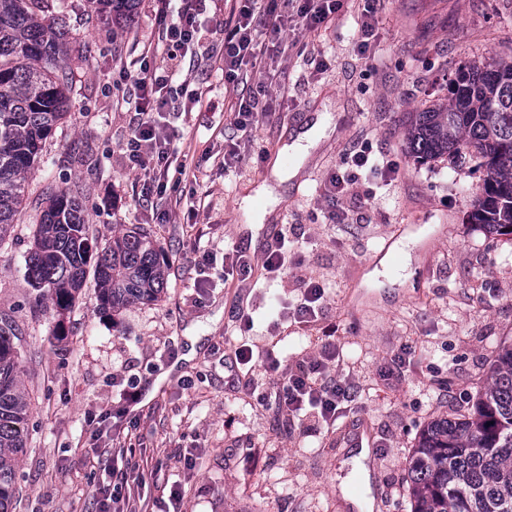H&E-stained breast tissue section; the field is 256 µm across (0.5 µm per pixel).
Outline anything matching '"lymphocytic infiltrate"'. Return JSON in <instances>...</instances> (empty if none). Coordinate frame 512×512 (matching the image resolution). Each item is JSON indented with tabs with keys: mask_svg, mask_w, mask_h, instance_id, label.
I'll return each instance as SVG.
<instances>
[{
	"mask_svg": "<svg viewBox=\"0 0 512 512\" xmlns=\"http://www.w3.org/2000/svg\"><path fill=\"white\" fill-rule=\"evenodd\" d=\"M207 0H181L176 15L158 8L163 42L169 48L167 66L142 61L136 84L135 110L140 119L127 141L130 159L139 166L164 160L170 148L160 134L161 118L168 105L169 84L186 54L196 52L209 30L200 20ZM344 0H238L224 27V81H238L243 67L261 70L268 51L280 48L291 17L301 18L306 30L325 26ZM343 358L335 341L322 344L311 357L296 360L267 395L279 412L296 420L300 431L317 436L335 422L351 402L357 387L342 373Z\"/></svg>",
	"mask_w": 512,
	"mask_h": 512,
	"instance_id": "obj_1",
	"label": "lymphocytic infiltrate"
}]
</instances>
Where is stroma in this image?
<instances>
[{"mask_svg":"<svg viewBox=\"0 0 512 512\" xmlns=\"http://www.w3.org/2000/svg\"><path fill=\"white\" fill-rule=\"evenodd\" d=\"M365 0H346L322 29L288 32L285 53L264 71L225 84L224 59L182 62L163 129L171 139L162 203L141 194L126 143L138 115L131 102L142 58L167 61L157 0H140L129 27L73 0L74 107L47 139L29 179L24 215L0 243V312L16 322L21 378L31 396L27 449L16 472L15 512H95L112 482L100 447L131 439L147 486L137 512H358L375 493L378 512H410L406 467L436 416L467 405L488 378L501 343H512V236L469 223L482 172L474 162L414 161L403 131L410 113L446 96L462 66L512 56V0H378L369 57L357 51ZM324 65L316 67L313 58ZM266 85L271 111L237 130L239 98ZM332 120L309 155L281 162L294 133ZM368 147L394 168L391 184L362 173L346 209L360 221L326 222L323 191L351 147ZM280 176H273V169ZM67 188L84 202L98 241L135 226L151 229L169 261L159 301L103 310L94 279L57 315L34 310L25 267L38 216L35 199ZM411 225L410 257H379L385 240ZM298 239L303 266L263 279V241ZM245 250L254 279L225 280L224 252ZM326 290L322 316L280 321L299 277ZM253 319L254 358L285 362L314 351L328 331L344 344L359 393L335 424L310 437L249 397L230 359L239 312ZM404 344L415 371L399 379L389 362ZM179 372L156 377L169 357ZM136 378L144 397L123 413L120 393ZM108 414L102 436L93 431ZM369 424L378 464L358 476L355 445ZM177 488L179 499L169 496Z\"/></svg>","mask_w":512,"mask_h":512,"instance_id":"35a3bbf8","label":"stroma"}]
</instances>
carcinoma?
<instances>
[{
    "label": "carcinoma",
    "mask_w": 512,
    "mask_h": 512,
    "mask_svg": "<svg viewBox=\"0 0 512 512\" xmlns=\"http://www.w3.org/2000/svg\"><path fill=\"white\" fill-rule=\"evenodd\" d=\"M96 15L125 23L138 0H86ZM71 33L62 0H0V241L20 214L42 144L72 110ZM404 138L419 162L469 155L483 172L470 223L512 234V59L455 74L444 101L409 117ZM25 259L37 291L62 313L88 274L104 310L154 302L165 263L151 232L135 227L98 243L81 199L48 191ZM14 321L0 314V512H13L15 466L25 448L29 393L19 379ZM411 512H512V344L497 350L489 381L471 406L426 425L413 448Z\"/></svg>",
    "instance_id": "obj_1"
}]
</instances>
